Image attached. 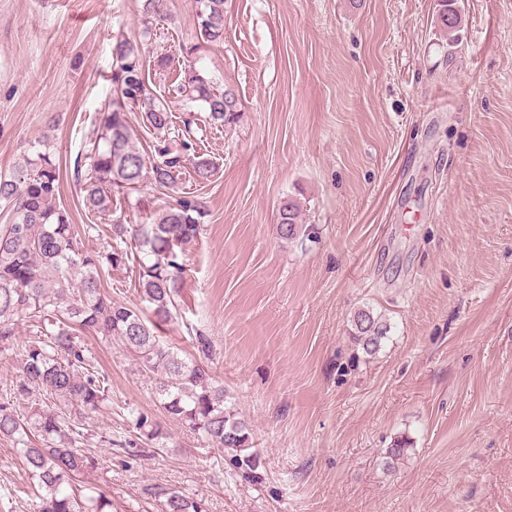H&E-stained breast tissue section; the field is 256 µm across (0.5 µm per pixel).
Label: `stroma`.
Here are the masks:
<instances>
[{
  "label": "stroma",
  "mask_w": 512,
  "mask_h": 512,
  "mask_svg": "<svg viewBox=\"0 0 512 512\" xmlns=\"http://www.w3.org/2000/svg\"><path fill=\"white\" fill-rule=\"evenodd\" d=\"M0 0V173L47 139L58 204L94 223L74 169L115 95L112 48L138 44L151 87L183 68L196 0ZM457 42L439 0H225L224 42L196 66L240 103L204 147L218 170L178 187L143 184L106 224H139L159 199L206 209L185 255L182 322L164 343L197 356L251 433L248 473L169 419L120 342L82 345L110 406L78 443L112 512H159L163 486L205 512H512V0H457ZM174 63L155 68L162 54ZM296 239L277 232L287 197ZM391 332L363 356L356 311ZM157 423L147 439L135 413ZM404 437L411 454L384 465ZM38 491L0 437V512H36ZM301 207L299 202L292 197L282 201L278 210L277 230L284 240L293 239L298 233Z\"/></svg>",
  "instance_id": "stroma-1"
}]
</instances>
